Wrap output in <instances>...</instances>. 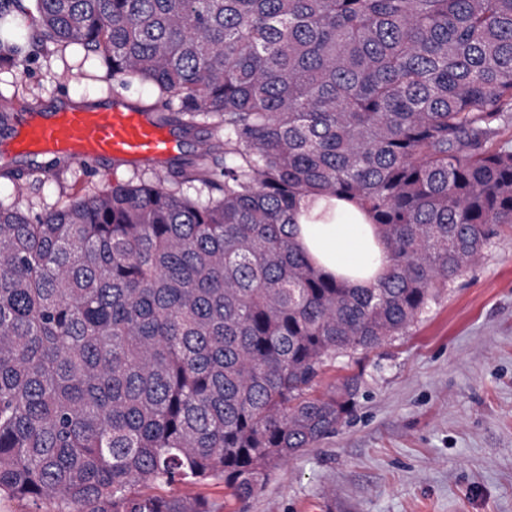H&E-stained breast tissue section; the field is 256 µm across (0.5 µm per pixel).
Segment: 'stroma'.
<instances>
[{
	"instance_id": "stroma-1",
	"label": "stroma",
	"mask_w": 512,
	"mask_h": 512,
	"mask_svg": "<svg viewBox=\"0 0 512 512\" xmlns=\"http://www.w3.org/2000/svg\"><path fill=\"white\" fill-rule=\"evenodd\" d=\"M101 57L29 39L0 71V202L42 213L76 191L127 180L146 161L87 170L63 157L21 155L18 114L60 98L110 101ZM360 376L356 406L335 436L281 463L250 498L223 479L176 487L229 512H512V230L459 276L401 336L367 355L336 356L319 385Z\"/></svg>"
}]
</instances>
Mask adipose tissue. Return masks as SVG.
Returning <instances> with one entry per match:
<instances>
[{
	"label": "adipose tissue",
	"mask_w": 512,
	"mask_h": 512,
	"mask_svg": "<svg viewBox=\"0 0 512 512\" xmlns=\"http://www.w3.org/2000/svg\"><path fill=\"white\" fill-rule=\"evenodd\" d=\"M298 242L333 274L349 277L359 288L371 286L386 266V252L367 224L337 213L326 224H296Z\"/></svg>",
	"instance_id": "obj_1"
}]
</instances>
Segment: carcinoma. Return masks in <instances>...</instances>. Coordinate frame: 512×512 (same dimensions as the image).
<instances>
[{
	"label": "carcinoma",
	"mask_w": 512,
	"mask_h": 512,
	"mask_svg": "<svg viewBox=\"0 0 512 512\" xmlns=\"http://www.w3.org/2000/svg\"><path fill=\"white\" fill-rule=\"evenodd\" d=\"M9 2L223 136L177 180L0 203V496L214 512L146 490L221 477L247 499L352 414L358 378L313 393L328 362L405 334L512 225V0ZM318 198L374 225L375 286L287 229Z\"/></svg>",
	"instance_id": "1"
}]
</instances>
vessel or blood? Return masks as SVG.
I'll list each match as a JSON object with an SVG mask.
<instances>
[{
    "label": "vessel or blood",
    "instance_id": "1",
    "mask_svg": "<svg viewBox=\"0 0 512 512\" xmlns=\"http://www.w3.org/2000/svg\"><path fill=\"white\" fill-rule=\"evenodd\" d=\"M175 147L167 128L127 106L119 94L106 107L65 105L46 117L32 115L14 142L22 154L87 163L111 158L162 161Z\"/></svg>",
    "mask_w": 512,
    "mask_h": 512
}]
</instances>
